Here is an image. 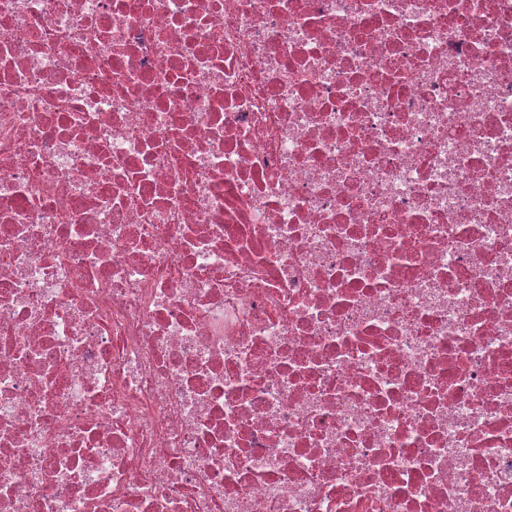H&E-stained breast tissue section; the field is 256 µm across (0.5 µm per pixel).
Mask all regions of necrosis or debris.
<instances>
[{
	"label": "necrosis or debris",
	"mask_w": 512,
	"mask_h": 512,
	"mask_svg": "<svg viewBox=\"0 0 512 512\" xmlns=\"http://www.w3.org/2000/svg\"><path fill=\"white\" fill-rule=\"evenodd\" d=\"M0 512H512V0H0Z\"/></svg>",
	"instance_id": "obj_1"
}]
</instances>
